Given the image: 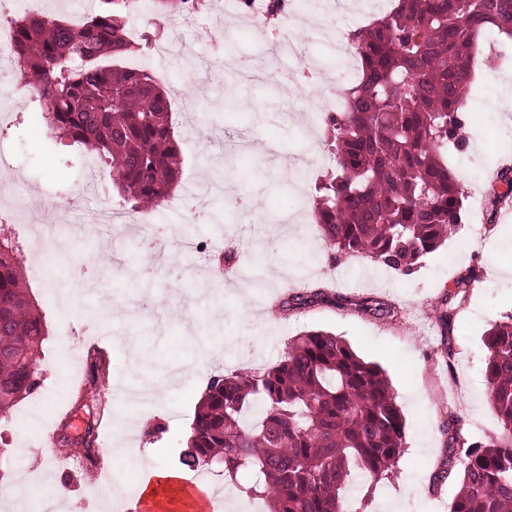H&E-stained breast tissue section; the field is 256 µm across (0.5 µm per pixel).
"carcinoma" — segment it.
I'll return each instance as SVG.
<instances>
[{
  "instance_id": "obj_1",
  "label": "carcinoma",
  "mask_w": 512,
  "mask_h": 512,
  "mask_svg": "<svg viewBox=\"0 0 512 512\" xmlns=\"http://www.w3.org/2000/svg\"><path fill=\"white\" fill-rule=\"evenodd\" d=\"M185 0H155L164 28ZM132 0H99L80 28L38 12L13 21L9 53L36 81L41 117L59 143L93 151L112 192L155 211L174 193L180 150L168 92L130 52ZM512 39V0H395L350 34L361 76L347 111L325 118L337 169L316 186L313 220L335 252L364 255L408 275L461 223L464 193L448 168L481 36ZM112 60L105 65L103 61ZM494 203L512 197L497 174ZM20 247L0 225V419L38 386L45 315L25 287ZM485 379L499 431L464 449L450 512H512V313L484 333ZM404 422L389 381L331 332L305 331L263 371L210 376L190 427L184 464H212L269 512H348L355 474L379 480L402 452Z\"/></svg>"
}]
</instances>
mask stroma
Returning a JSON list of instances; mask_svg holds the SVG:
<instances>
[{
    "mask_svg": "<svg viewBox=\"0 0 512 512\" xmlns=\"http://www.w3.org/2000/svg\"><path fill=\"white\" fill-rule=\"evenodd\" d=\"M206 16L190 25L174 17L164 35L182 41L183 57L140 53L143 69L166 71L173 91V121L181 154V180L173 207L151 212L154 224L187 230L217 251L234 250L237 266L220 273L215 260L199 266L192 254L165 249L148 281L115 270L141 256L128 239L111 247L76 238L67 254L36 246L26 227L13 225L21 248L39 249L43 269L28 268L27 286L46 316L48 335L38 353L40 392L11 410L0 426V484L24 471L58 485L63 512H95L98 476L121 474L136 488L140 473L97 451L92 467L71 469L61 450L83 453L87 427L112 428L115 418L137 421L131 447L150 449L146 466L182 470L197 401L216 371L274 366L291 337L324 330L345 338L365 360L387 373L405 423L403 451L387 478L366 480L350 492L357 512H450L465 458L460 442H481L498 429L484 377L483 334L512 312V206L491 202L489 173L512 157V41L491 32L462 110V142L448 149V165L466 195L462 222L409 275L363 255L333 254L315 224L262 222L279 213L299 189L311 213L315 185L331 170L322 136L307 140L309 113L280 110L282 87L263 81L235 88L231 73L214 64L221 55L268 62L251 29L238 27L227 0H206ZM0 149L11 157L10 179L28 196L48 202L77 196L82 167L63 168L52 135L34 106L0 97ZM258 200L244 220L235 194ZM221 274L219 300L204 295V273ZM476 279L450 322L438 308L464 274ZM314 302L305 297L312 291ZM287 302L279 310L278 302ZM396 316H380V308ZM97 315L112 327V341L90 345L83 325ZM102 358L103 376L91 381L89 355ZM192 374L170 380L172 366ZM26 442L30 455L15 452Z\"/></svg>",
    "mask_w": 512,
    "mask_h": 512,
    "instance_id": "obj_1",
    "label": "stroma"
}]
</instances>
